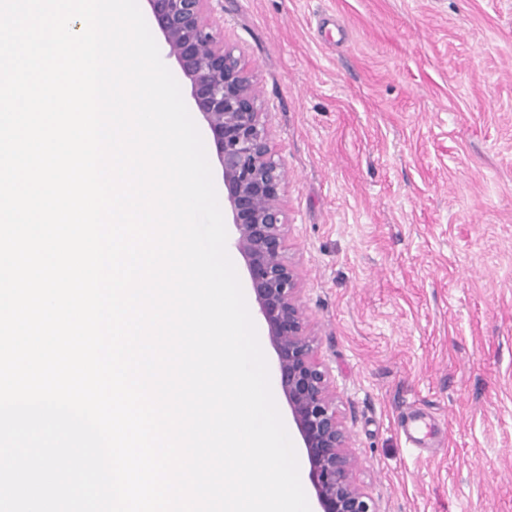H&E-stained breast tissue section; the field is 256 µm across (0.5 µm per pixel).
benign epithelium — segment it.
<instances>
[{
  "instance_id": "1",
  "label": "benign epithelium",
  "mask_w": 512,
  "mask_h": 512,
  "mask_svg": "<svg viewBox=\"0 0 512 512\" xmlns=\"http://www.w3.org/2000/svg\"><path fill=\"white\" fill-rule=\"evenodd\" d=\"M147 2L214 143L233 245L246 262L248 285L276 353L275 380L303 443L317 512H380L356 481L358 460L302 307V281L289 257L286 173L274 158L247 64L217 32L213 0Z\"/></svg>"
}]
</instances>
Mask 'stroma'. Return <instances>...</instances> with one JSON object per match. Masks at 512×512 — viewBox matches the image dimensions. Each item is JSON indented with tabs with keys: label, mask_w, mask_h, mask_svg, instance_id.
I'll return each mask as SVG.
<instances>
[{
	"label": "stroma",
	"mask_w": 512,
	"mask_h": 512,
	"mask_svg": "<svg viewBox=\"0 0 512 512\" xmlns=\"http://www.w3.org/2000/svg\"><path fill=\"white\" fill-rule=\"evenodd\" d=\"M215 17L287 174L358 481L381 512H512V0H223Z\"/></svg>",
	"instance_id": "stroma-1"
}]
</instances>
